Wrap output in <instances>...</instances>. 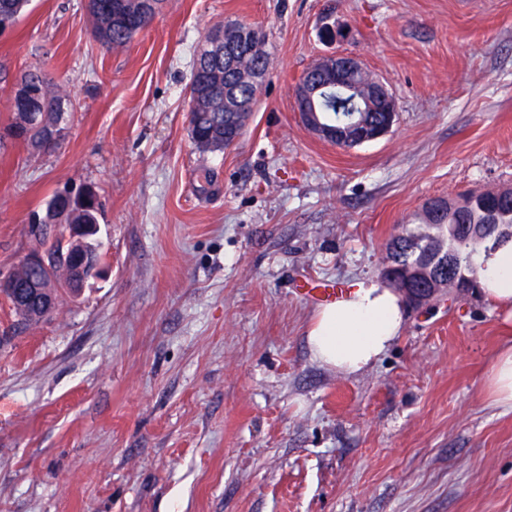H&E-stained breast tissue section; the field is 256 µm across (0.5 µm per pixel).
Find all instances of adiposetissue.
Returning a JSON list of instances; mask_svg holds the SVG:
<instances>
[{
	"label": "adipose tissue",
	"instance_id": "obj_1",
	"mask_svg": "<svg viewBox=\"0 0 512 512\" xmlns=\"http://www.w3.org/2000/svg\"><path fill=\"white\" fill-rule=\"evenodd\" d=\"M480 292L512 319V241L474 257ZM404 321L401 294L374 281L359 282L335 302L319 307L307 329L320 364L354 374L375 362L399 335Z\"/></svg>",
	"mask_w": 512,
	"mask_h": 512
}]
</instances>
